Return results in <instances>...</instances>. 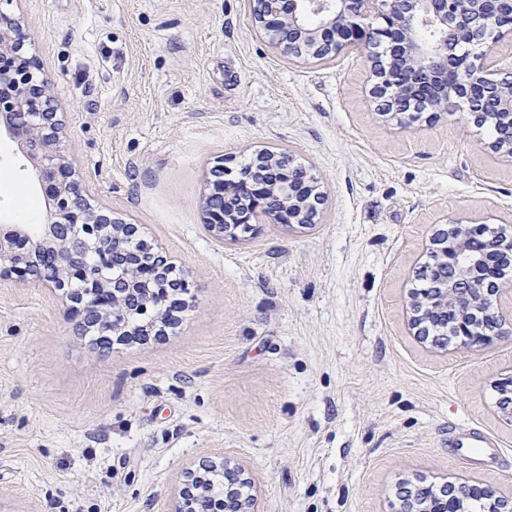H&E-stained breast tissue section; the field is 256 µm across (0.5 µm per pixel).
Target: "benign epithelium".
I'll return each instance as SVG.
<instances>
[{"mask_svg":"<svg viewBox=\"0 0 512 512\" xmlns=\"http://www.w3.org/2000/svg\"><path fill=\"white\" fill-rule=\"evenodd\" d=\"M256 21L280 51L294 58L331 59L356 52L370 63L371 101L383 106L400 125L422 114L407 112L421 102L433 114L461 103L478 125L486 116L512 121V82L496 78L499 61L487 49L470 46L491 35L512 41V0H257ZM32 41L16 22L0 13V136L18 143L33 161L35 177L49 201L46 223L36 239L20 225L0 226V278L22 271L33 282L51 288L72 303L84 336L120 337L124 318H146L156 306L146 284L168 270L182 290L188 283L172 264L147 247L131 249L139 239L135 224L112 216L82 194L70 162L63 113L49 82L40 76ZM292 169L267 187L252 205L255 215L304 226L314 223L324 201L318 182L305 168ZM224 162L211 167L210 192L201 199L205 228L222 239L237 227L224 215ZM466 263L440 238L430 256L457 267V279L441 285L440 302L455 311V335L479 351L493 337L512 338V307H502L503 289L493 281L492 251L501 243L490 224L472 226L457 219ZM202 495L222 502L225 512H261L260 496L239 464L223 459L207 466ZM196 471L184 472L183 487L171 512H191L190 483ZM467 482L420 487L401 501L397 512H466ZM485 512H512V498L489 493Z\"/></svg>","mask_w":512,"mask_h":512,"instance_id":"1","label":"benign epithelium"}]
</instances>
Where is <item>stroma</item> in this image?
<instances>
[{
	"mask_svg": "<svg viewBox=\"0 0 512 512\" xmlns=\"http://www.w3.org/2000/svg\"><path fill=\"white\" fill-rule=\"evenodd\" d=\"M52 84L85 187L189 283L169 336L88 343L69 304L0 280V512H169L186 469L226 457L263 512H397L396 489L472 478L512 496L497 381L512 342L415 336L407 296L437 230L512 231V166L466 113L402 127L368 97L364 58L291 59L252 0H6ZM285 151L321 181L314 224L208 234L216 160ZM34 169L0 139V221L36 231ZM465 423L505 463L449 455Z\"/></svg>",
	"mask_w": 512,
	"mask_h": 512,
	"instance_id": "stroma-1",
	"label": "stroma"
}]
</instances>
